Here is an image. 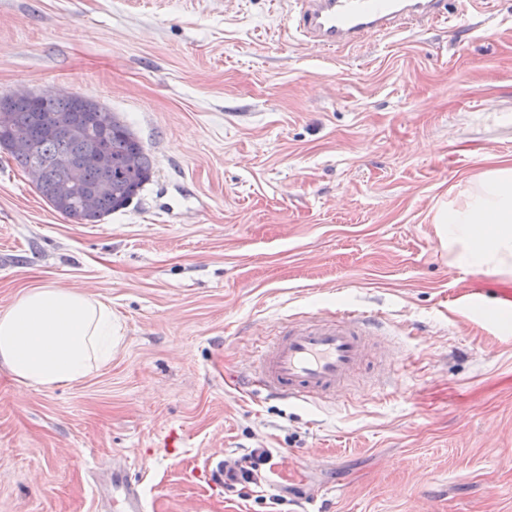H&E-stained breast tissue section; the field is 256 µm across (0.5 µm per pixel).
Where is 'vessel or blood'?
Listing matches in <instances>:
<instances>
[{
  "label": "vessel or blood",
  "mask_w": 512,
  "mask_h": 512,
  "mask_svg": "<svg viewBox=\"0 0 512 512\" xmlns=\"http://www.w3.org/2000/svg\"><path fill=\"white\" fill-rule=\"evenodd\" d=\"M296 28L321 51L334 52L391 30L409 31L445 19V0H295ZM383 319L367 311L331 317L304 316L282 324L253 355L243 386L282 400L330 402L365 364L368 346L385 336ZM111 487L120 491V512H148L126 468L113 467Z\"/></svg>",
  "instance_id": "1"
}]
</instances>
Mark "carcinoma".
Instances as JSON below:
<instances>
[{
    "instance_id": "cac0c4a2",
    "label": "carcinoma",
    "mask_w": 512,
    "mask_h": 512,
    "mask_svg": "<svg viewBox=\"0 0 512 512\" xmlns=\"http://www.w3.org/2000/svg\"><path fill=\"white\" fill-rule=\"evenodd\" d=\"M9 127H0V148L27 173L55 211L75 224H95L127 207L150 181L153 166L142 142L116 113L79 94L0 97ZM80 171L75 195L59 189L72 170ZM96 195V206L80 196Z\"/></svg>"
}]
</instances>
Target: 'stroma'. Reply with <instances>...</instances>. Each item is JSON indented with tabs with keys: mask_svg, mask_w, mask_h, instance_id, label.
<instances>
[{
	"mask_svg": "<svg viewBox=\"0 0 512 512\" xmlns=\"http://www.w3.org/2000/svg\"><path fill=\"white\" fill-rule=\"evenodd\" d=\"M294 0H0V96L93 98L154 173L97 224L0 151V307L55 283L112 306L111 362L18 393L0 373V512H512V282L452 266L433 215L512 160V0L326 54ZM380 313L374 373L335 402L242 391L280 322ZM247 448L272 467L225 492ZM265 503H258V496ZM111 487L121 492L120 500L112 496V504L120 505L117 512H148V504L139 488L138 482H133L128 476L127 468L115 466L111 473Z\"/></svg>",
	"mask_w": 512,
	"mask_h": 512,
	"instance_id": "stroma-1",
	"label": "stroma"
}]
</instances>
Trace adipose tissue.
<instances>
[{"mask_svg":"<svg viewBox=\"0 0 512 512\" xmlns=\"http://www.w3.org/2000/svg\"><path fill=\"white\" fill-rule=\"evenodd\" d=\"M434 221L454 266L512 277V162L474 176ZM112 329L106 301L52 284L28 289L0 308V370L23 389L70 386L111 361Z\"/></svg>","mask_w":512,"mask_h":512,"instance_id":"obj_1","label":"adipose tissue"}]
</instances>
